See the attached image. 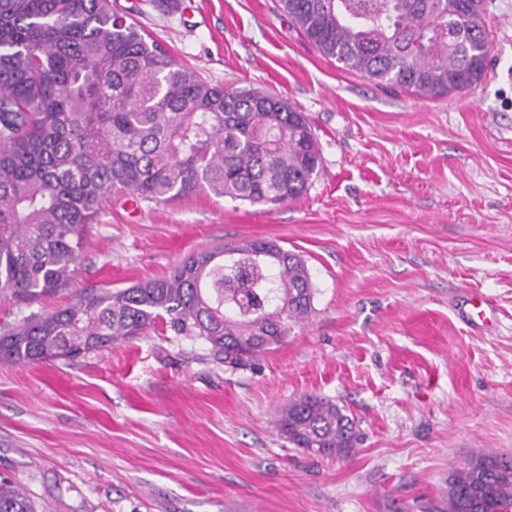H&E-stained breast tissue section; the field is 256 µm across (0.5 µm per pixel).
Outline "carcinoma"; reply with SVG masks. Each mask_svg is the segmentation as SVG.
<instances>
[{
    "instance_id": "obj_1",
    "label": "carcinoma",
    "mask_w": 512,
    "mask_h": 512,
    "mask_svg": "<svg viewBox=\"0 0 512 512\" xmlns=\"http://www.w3.org/2000/svg\"><path fill=\"white\" fill-rule=\"evenodd\" d=\"M327 59L419 99L462 92L486 71L488 0H279ZM322 159L306 115L283 98L211 84L178 65L110 0H0V294L32 302L68 286L101 203L209 192L251 204L300 198ZM259 245L277 250L268 265ZM235 253L224 263V253ZM305 261L272 240L194 253L159 278L90 289L0 328V359H72L160 320L231 366L253 363L313 311ZM275 427L306 454L345 456L356 426L303 395ZM448 512H506L512 461L477 453L448 476ZM0 512H34L0 479Z\"/></svg>"
}]
</instances>
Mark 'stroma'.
<instances>
[{"label":"stroma","mask_w":512,"mask_h":512,"mask_svg":"<svg viewBox=\"0 0 512 512\" xmlns=\"http://www.w3.org/2000/svg\"><path fill=\"white\" fill-rule=\"evenodd\" d=\"M133 19L206 81L305 112L322 168L277 205L103 202L73 283L0 296V325L246 239L302 255L313 311L245 368L161 323L74 361L0 360V476L37 512H439L473 452L512 459V0H490L483 80L434 101L338 68L277 0ZM304 394L354 419L348 456L274 428Z\"/></svg>","instance_id":"35a3bbf8"}]
</instances>
